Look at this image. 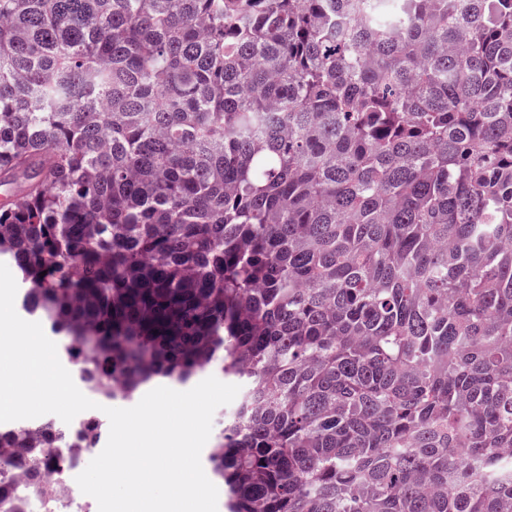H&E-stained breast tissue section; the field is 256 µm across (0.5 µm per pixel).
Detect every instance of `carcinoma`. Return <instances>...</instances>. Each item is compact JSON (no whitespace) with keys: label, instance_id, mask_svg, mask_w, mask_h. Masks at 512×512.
<instances>
[{"label":"carcinoma","instance_id":"cac0c4a2","mask_svg":"<svg viewBox=\"0 0 512 512\" xmlns=\"http://www.w3.org/2000/svg\"><path fill=\"white\" fill-rule=\"evenodd\" d=\"M0 187L89 390L241 382L225 512H512V0H0Z\"/></svg>","mask_w":512,"mask_h":512}]
</instances>
